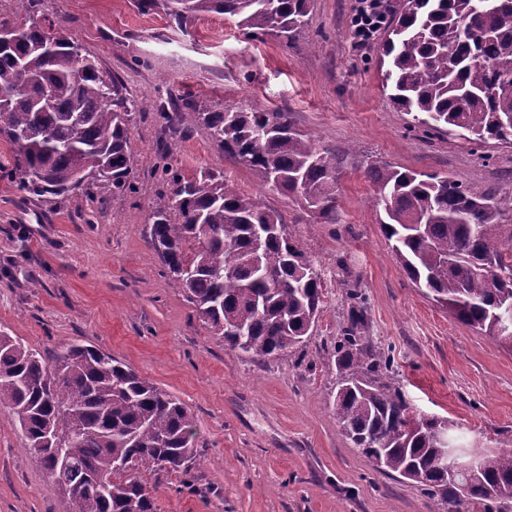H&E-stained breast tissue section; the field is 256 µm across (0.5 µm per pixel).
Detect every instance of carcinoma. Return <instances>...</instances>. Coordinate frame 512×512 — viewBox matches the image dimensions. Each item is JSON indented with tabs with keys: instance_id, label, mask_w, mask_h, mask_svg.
<instances>
[{
	"instance_id": "cac0c4a2",
	"label": "carcinoma",
	"mask_w": 512,
	"mask_h": 512,
	"mask_svg": "<svg viewBox=\"0 0 512 512\" xmlns=\"http://www.w3.org/2000/svg\"><path fill=\"white\" fill-rule=\"evenodd\" d=\"M0 27L22 29L0 48V138L13 148L7 177L52 208L75 194L102 204L136 190L128 123L148 98L81 53L50 19L44 0H15ZM311 0H162L178 22L224 14L251 35L290 43L306 24ZM383 89L426 132L466 142L512 145V0H405L381 44ZM165 127L186 136L207 129L224 155L320 224L336 223V152L318 148L291 114L225 108L204 112L192 100L157 105ZM87 176L78 188L74 177ZM381 231L406 277L460 323L512 347V190L475 193L459 181L391 165L366 170ZM167 200L148 215L149 238L198 317L258 361L302 346L321 309L313 262L288 232L285 217L213 169L168 175ZM331 358L333 408L345 436L375 469L427 487L443 512H470L483 501L512 508V450L476 452L478 477L463 494L436 468L443 426L414 413L391 385V357L366 331L361 296ZM17 419L41 467L64 489L70 512H155L147 482L132 475L190 474L193 415L132 368L92 346L72 345L50 365L0 334V407ZM73 457L65 478L52 449ZM130 464L116 471L117 461Z\"/></svg>"
}]
</instances>
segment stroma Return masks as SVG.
<instances>
[{
	"mask_svg": "<svg viewBox=\"0 0 512 512\" xmlns=\"http://www.w3.org/2000/svg\"><path fill=\"white\" fill-rule=\"evenodd\" d=\"M52 20L130 94L137 194L48 208L0 178V333L53 359L69 345L112 355L193 414V486L141 470L156 512H437L423 486L377 471L341 432L331 348L349 292L366 298L367 331L394 358L392 382L417 413L445 421L467 449H512V348L455 320L401 272L367 202L369 165L455 178L477 193L512 189V147L424 136L382 89L379 45L353 37L354 0H313L291 43L252 38L209 13L178 27L142 0H46ZM201 110L290 112L340 161L338 220L228 159L207 130L178 138L154 109L168 94ZM224 171L281 212L315 263L322 310L301 348L266 362L225 346L196 315L148 242L147 216L170 188L163 172ZM67 496L0 407V512H69Z\"/></svg>",
	"mask_w": 512,
	"mask_h": 512,
	"instance_id": "stroma-1",
	"label": "stroma"
}]
</instances>
